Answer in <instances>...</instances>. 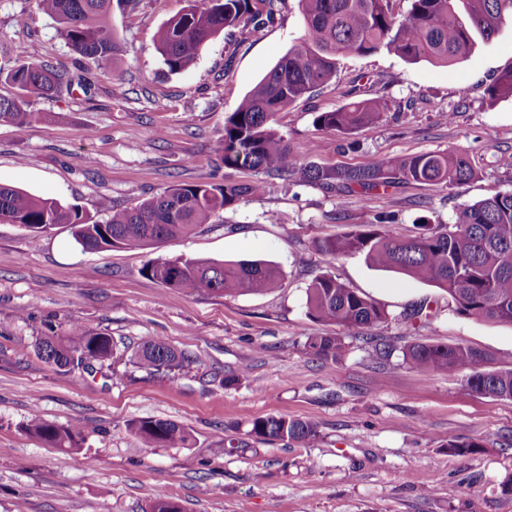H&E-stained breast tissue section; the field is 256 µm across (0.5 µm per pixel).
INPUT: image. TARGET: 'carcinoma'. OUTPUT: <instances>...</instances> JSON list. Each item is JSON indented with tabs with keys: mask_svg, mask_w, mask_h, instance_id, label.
I'll return each mask as SVG.
<instances>
[{
	"mask_svg": "<svg viewBox=\"0 0 512 512\" xmlns=\"http://www.w3.org/2000/svg\"><path fill=\"white\" fill-rule=\"evenodd\" d=\"M36 7L58 23V33L83 58L108 64L119 46L112 30V0H35ZM156 34L162 64L175 74L190 67L200 49L227 28L257 27L274 20V0H186ZM304 35L290 47L238 103L224 123L220 160L224 168L251 171L252 180L174 184L134 206L105 207L95 220L77 205L0 185V222L23 224L41 233L68 224L75 241L87 251L114 247H145L158 238L173 241L194 235L205 224L223 221L224 213L243 200L258 196L272 181L295 180L329 193L367 198L383 188L411 183L459 186L476 175L466 152L443 150L394 158L375 157L358 168L324 167L305 163L274 127L276 114L324 86L336 74L339 58L366 56L386 50L410 62L448 64L467 56L481 39L491 40L503 23L512 20V0H411L399 18L389 0H298ZM0 81L15 86L19 98L0 97V121L18 128L40 118L24 108L26 96L59 94L72 80L49 65L26 59L16 47L0 58ZM490 99L512 98V69L499 75L488 90ZM384 103L353 102L321 112L315 125L321 131L351 133L375 121ZM325 264L359 255L370 266L418 279L448 293L456 312L469 318L512 324V192L498 191L460 207L452 224H421L412 237L402 236L381 221L360 224L337 238L314 241ZM141 273L165 288L187 295L208 293L262 294L279 285L280 273L254 260L216 261L155 259ZM307 314L349 330H364L388 320V313L370 298L324 273L306 290ZM315 358L337 359L346 351L341 336H309L304 343ZM44 360L59 369L93 373L112 359V335L74 324L63 335L53 329L36 338ZM403 361L428 372L464 374L466 387L477 395L512 399V368L489 370L485 356L472 348L443 343L412 342ZM187 359L161 339L145 342L133 364L153 374L169 375ZM26 429L55 448L76 450L85 438L80 422L66 426L34 413ZM140 442L150 448L184 447L189 432L167 419L140 418L130 423ZM247 435L275 439L287 445L309 446L320 432L309 421L269 416L252 422ZM448 453L464 457L481 451L476 440L450 441ZM151 512H182L164 493L155 495Z\"/></svg>",
	"mask_w": 512,
	"mask_h": 512,
	"instance_id": "cac0c4a2",
	"label": "carcinoma"
}]
</instances>
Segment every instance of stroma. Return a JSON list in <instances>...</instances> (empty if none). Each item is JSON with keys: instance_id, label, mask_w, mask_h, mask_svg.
<instances>
[{"instance_id": "obj_1", "label": "stroma", "mask_w": 512, "mask_h": 512, "mask_svg": "<svg viewBox=\"0 0 512 512\" xmlns=\"http://www.w3.org/2000/svg\"><path fill=\"white\" fill-rule=\"evenodd\" d=\"M183 0L112 4L120 45L114 65L83 58L34 0H0V51L27 56L72 80L52 99L28 97L44 121L0 122V183L103 219L102 204L126 207L177 183L222 176L224 121L304 32L298 0H278L273 24L235 29L205 44L188 69L168 73L156 50L161 25ZM512 68V22L445 66L383 51L341 58L335 77L276 116L292 149L321 166L356 167L373 156L461 148L477 176L457 187L409 184L370 198L274 181L187 239L149 248L88 252L70 225L33 233L0 223V512H149L158 492L183 512H512V399L470 392L458 374L423 372L403 361L410 340L462 345L487 367L512 366V324L459 315L439 288L368 266L359 256L323 263L315 240L389 219L404 236L421 221L452 223L465 204L512 191V98L488 87ZM385 98L387 109L353 133L323 132L318 113ZM262 260L281 285L265 294L188 296L142 275L152 259ZM384 307L373 335L395 351L375 363L361 332L316 321L306 289L323 273ZM427 303L415 332L399 317ZM108 332L111 375L69 373L45 363L35 338L73 323ZM344 337L345 355L321 360L304 342ZM161 338L183 352L169 378L136 368L132 354ZM84 428L78 451L47 445L31 415ZM270 415L318 425L308 447L251 441L223 447ZM175 421L185 448H146L127 424ZM481 452L450 455L451 440Z\"/></svg>"}]
</instances>
